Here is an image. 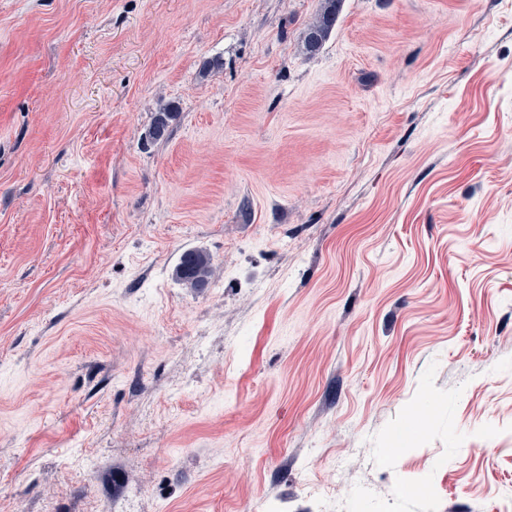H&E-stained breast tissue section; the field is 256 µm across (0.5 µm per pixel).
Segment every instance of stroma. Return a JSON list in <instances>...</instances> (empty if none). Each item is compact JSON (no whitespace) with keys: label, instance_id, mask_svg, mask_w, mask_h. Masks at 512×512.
<instances>
[{"label":"stroma","instance_id":"stroma-1","mask_svg":"<svg viewBox=\"0 0 512 512\" xmlns=\"http://www.w3.org/2000/svg\"><path fill=\"white\" fill-rule=\"evenodd\" d=\"M319 8L0 0V512H503L512 0ZM340 0H324V6L307 25L304 46L307 53L315 54L331 33L336 22V6ZM178 112L169 103L161 104L158 112H155L153 122L149 127L146 138L153 142H159L169 137V128L172 121L176 120ZM213 275L211 256L204 251H192L184 255L174 269L173 276L187 288L203 290L208 288Z\"/></svg>","mask_w":512,"mask_h":512}]
</instances>
